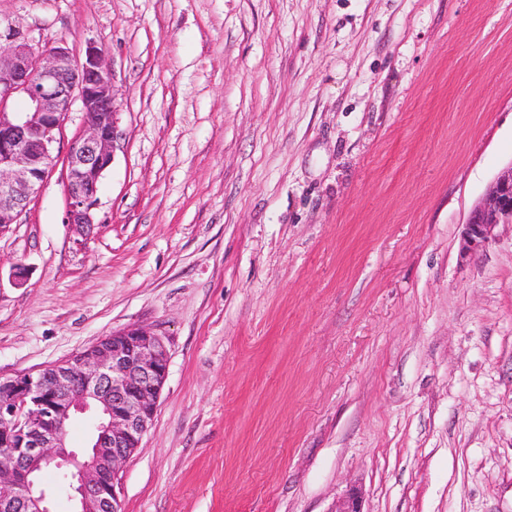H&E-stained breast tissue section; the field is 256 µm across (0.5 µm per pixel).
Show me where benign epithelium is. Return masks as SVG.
<instances>
[{
  "mask_svg": "<svg viewBox=\"0 0 512 512\" xmlns=\"http://www.w3.org/2000/svg\"><path fill=\"white\" fill-rule=\"evenodd\" d=\"M81 103L86 132L62 158L66 224L80 235L95 224L104 172L114 156V95L104 51L84 56L65 43L33 45L27 32L0 22V234L16 223L56 166L55 146L68 113ZM501 224H512V165L487 188L460 232V258L477 254ZM169 364L160 335L131 326L37 371L0 377V512H50L39 477L63 469L75 512H123L118 471L141 447L157 412ZM94 418L92 441L68 449L66 426Z\"/></svg>",
  "mask_w": 512,
  "mask_h": 512,
  "instance_id": "benign-epithelium-1",
  "label": "benign epithelium"
}]
</instances>
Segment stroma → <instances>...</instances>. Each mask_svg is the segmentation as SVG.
Masks as SVG:
<instances>
[{
	"label": "stroma",
	"instance_id": "1",
	"mask_svg": "<svg viewBox=\"0 0 512 512\" xmlns=\"http://www.w3.org/2000/svg\"><path fill=\"white\" fill-rule=\"evenodd\" d=\"M106 54L85 236L53 171L0 234V375L169 350L123 512H512V0H0ZM27 278H12L15 265ZM501 224H512V164L489 185L462 224L460 258L469 259L482 250Z\"/></svg>",
	"mask_w": 512,
	"mask_h": 512
}]
</instances>
